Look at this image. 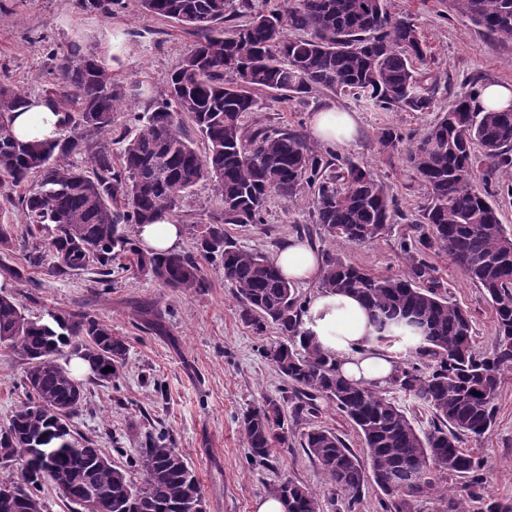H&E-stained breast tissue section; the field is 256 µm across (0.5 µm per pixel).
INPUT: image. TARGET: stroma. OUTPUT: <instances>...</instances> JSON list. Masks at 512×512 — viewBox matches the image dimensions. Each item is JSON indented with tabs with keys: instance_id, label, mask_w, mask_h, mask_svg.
<instances>
[{
	"instance_id": "stroma-1",
	"label": "stroma",
	"mask_w": 512,
	"mask_h": 512,
	"mask_svg": "<svg viewBox=\"0 0 512 512\" xmlns=\"http://www.w3.org/2000/svg\"><path fill=\"white\" fill-rule=\"evenodd\" d=\"M392 13L414 23L424 37L440 80L439 107H448L473 86L512 84V39L486 33L455 12L450 0H389ZM78 43L106 54L117 82L142 89L116 118L129 126L135 114L151 111L166 94L165 77L191 49L193 35L181 25L145 14L138 0H124L112 16L81 10L77 0H0V82L39 97L51 67L49 51ZM332 104L355 113L358 132L340 155L368 165L398 200L395 224L383 238L365 245H330L313 221L314 196L303 191L296 201L270 196L264 221L232 227L236 242L249 251L275 253L289 235L305 232L323 254L381 275L400 274L409 266L403 246L427 202L421 185H408L397 156L384 152L381 129L393 127L416 137L434 122L432 112L386 111L351 95L318 90L284 100L266 95L247 125L310 133L313 112ZM219 214L210 182H200L176 211L184 228L181 250L194 249V227L212 223ZM449 301L467 309L477 350L491 347L496 335L493 309L483 288L454 267L446 254L425 255ZM207 282L200 292H179L113 263L110 287L98 284L96 272L78 275L48 268L29 271L21 289L25 312L83 309L111 324L124 336L128 352L118 379L103 382L83 373L85 394L71 420L77 438L90 440L116 466L128 467L144 435L153 431L172 439L199 479L205 512H254L270 485L290 477L317 489L324 512H346L343 495L325 485L315 462L300 446L309 427L336 432L354 452L361 441L352 423L334 406L321 403L311 419L289 420L286 441L267 464L254 465L240 432L239 418L265 396H291L292 389L262 356L263 347L280 334L267 325L256 334L240 317L234 289L219 260L203 264ZM25 362L0 347V424L26 400L22 386ZM491 433L479 446L492 461L484 492L512 497V373L505 374L495 400Z\"/></svg>"
}]
</instances>
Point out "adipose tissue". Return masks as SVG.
<instances>
[{"instance_id": "ef3b65f1", "label": "adipose tissue", "mask_w": 512, "mask_h": 512, "mask_svg": "<svg viewBox=\"0 0 512 512\" xmlns=\"http://www.w3.org/2000/svg\"><path fill=\"white\" fill-rule=\"evenodd\" d=\"M58 117L40 100H31L13 121L14 133L22 139H44L53 131ZM315 143L333 148L349 145L355 138L354 113L328 107L314 113L310 121ZM137 238L147 251H175L182 242V227L171 218L139 227ZM275 259L283 276L295 283H309L323 272L321 254L305 240L292 236L278 248ZM303 330L328 354L336 356L343 375L377 386L385 385L394 364L385 348L373 339V329L360 301L348 294L322 292L307 306Z\"/></svg>"}]
</instances>
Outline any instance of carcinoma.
<instances>
[{
    "label": "carcinoma",
    "instance_id": "cac0c4a2",
    "mask_svg": "<svg viewBox=\"0 0 512 512\" xmlns=\"http://www.w3.org/2000/svg\"><path fill=\"white\" fill-rule=\"evenodd\" d=\"M453 9L493 35L512 34V0H451ZM122 0H78V6L112 16ZM148 15L174 20L195 37L192 49L167 74L166 96L137 115L138 131L118 136L119 165L112 164L115 114L140 95L112 77L97 52L73 45L54 60L41 98L61 114L56 135L20 140L14 113L28 97L0 83V197L20 206L28 231L54 228L27 250V267L5 268L18 285L27 269L59 273L95 270L105 285L112 262L127 258L134 271L164 288L199 292L207 287L200 259L217 258L235 288L241 316L258 332L272 323L283 341L263 348L292 386L295 416L313 417L318 400L332 403L353 424L369 466L336 435L311 428L301 447L315 459L326 483L344 493L349 512L365 485L374 483L385 512H408V501L435 494L440 512H470L468 500L443 479H465L479 490L490 468L470 439L485 438L493 403L512 371V236L507 234L483 169L512 195V107L479 112L475 91L439 113L418 138L404 140L394 127L380 132L386 151L401 156L405 176L427 190L415 224V250L441 251L487 293L496 322L490 350L478 352L467 310L448 301L431 267L412 259L410 271L375 275L329 257L320 282L325 292L352 294L368 309L375 339L399 343L408 358L397 362L384 388L343 377L336 358L303 335L307 305L286 281L272 254L241 249L228 226L261 224L271 194L288 201L314 191L315 223L326 239L361 245L381 238L398 214L396 198L365 165L318 148L286 129L249 127L257 95L302 97L322 89L353 94L385 110L433 112L438 76L414 24L392 14L388 0H281L250 14L248 0H139ZM306 33L292 39L288 30ZM188 116L204 150L185 133ZM86 156L91 170L74 163ZM213 183L220 218L200 224L196 253H144L126 226L171 217L197 185ZM48 186L52 193L45 195ZM0 343L26 361L22 384L29 401L0 427V467L22 462L19 474L0 477V512H44L39 492L49 482L85 512H193L203 506L199 481L184 456L163 435L145 436L134 457L140 474L112 465L90 441L80 442L70 420L84 398V383L59 363L93 357L119 377L127 343L112 325L78 310L31 319L17 295L0 294ZM404 392L431 413L429 428L414 425L388 389ZM479 395H474V392ZM285 400L266 396L240 419L251 462L263 465L285 442ZM270 493L288 512H322L319 494L286 478ZM480 512H512V501L480 499Z\"/></svg>",
    "mask_w": 512,
    "mask_h": 512
}]
</instances>
